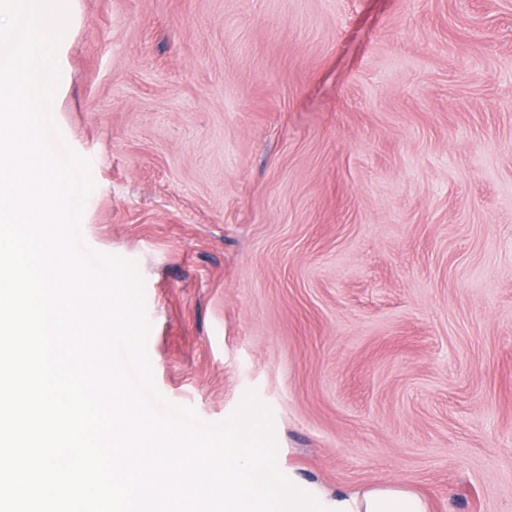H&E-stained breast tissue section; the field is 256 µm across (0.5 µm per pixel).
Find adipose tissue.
<instances>
[{
	"label": "adipose tissue",
	"instance_id": "1",
	"mask_svg": "<svg viewBox=\"0 0 512 512\" xmlns=\"http://www.w3.org/2000/svg\"><path fill=\"white\" fill-rule=\"evenodd\" d=\"M306 507L307 512H428L427 503L418 495L398 485H385L350 495H337L310 501L305 488L288 490V507L295 512L297 507Z\"/></svg>",
	"mask_w": 512,
	"mask_h": 512
}]
</instances>
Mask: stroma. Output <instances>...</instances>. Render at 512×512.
<instances>
[{"label": "stroma", "mask_w": 512, "mask_h": 512, "mask_svg": "<svg viewBox=\"0 0 512 512\" xmlns=\"http://www.w3.org/2000/svg\"><path fill=\"white\" fill-rule=\"evenodd\" d=\"M84 246L154 381L333 496L512 512V0H62Z\"/></svg>", "instance_id": "1"}]
</instances>
